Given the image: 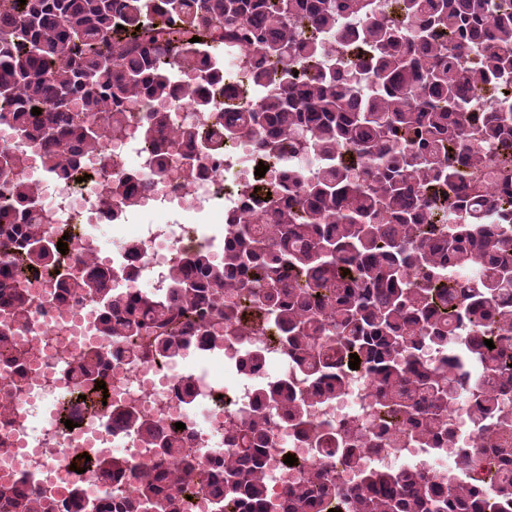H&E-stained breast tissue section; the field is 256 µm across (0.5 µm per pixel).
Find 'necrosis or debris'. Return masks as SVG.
Instances as JSON below:
<instances>
[{"instance_id": "4bbe7bcc", "label": "necrosis or debris", "mask_w": 512, "mask_h": 512, "mask_svg": "<svg viewBox=\"0 0 512 512\" xmlns=\"http://www.w3.org/2000/svg\"><path fill=\"white\" fill-rule=\"evenodd\" d=\"M248 61L245 47L226 52L224 94L216 100L217 110L238 112L260 98V91H247L237 77ZM196 74L193 66L177 72L179 94L169 104L172 128L213 124L211 116L188 102ZM151 108L149 100H141L122 134L82 150L74 175L49 173L33 137L0 119V148L22 157L21 175L33 189L35 211L49 242H67L57 271L40 272L27 283L32 300L27 325L0 321L8 345L24 355L20 375L0 362V488L21 485L61 502L77 488L86 502L109 500L118 506L130 498L138 480L159 473L160 455L133 428L114 421L113 407L135 408L165 432L183 423L185 452L208 471L221 459L234 464V457L224 454V430L248 422L259 384L310 389L308 379L261 325H254L247 337L229 335L214 347L190 340L176 358H133L125 344L101 332L103 308L97 301L62 295L61 282L95 269L111 271L112 290L169 295L170 273L180 257L203 248L216 258L224 249L223 241L200 235L198 224L221 226L231 218L239 224L261 223L266 210L254 197V188L278 178L292 161L310 171L315 168L299 132L279 135L281 149L271 156L258 150L250 134L221 140L199 157L211 171L207 179L186 176L176 157L159 167L138 134ZM261 164L267 172L259 177L255 170ZM115 174L132 175L138 191L136 216L102 204L103 188ZM175 208L182 212V222L172 221ZM94 354L110 358L95 384L84 382L76 370L80 359ZM251 356L257 359L254 368L240 371L239 362ZM185 390L191 393L186 402L180 398ZM373 393L371 378L363 370H352L344 396L314 407L313 417L331 427L354 424L357 440H365L374 424ZM449 418L454 445L435 451L404 437L398 445L373 449L368 465H413L441 482L452 473L467 474L465 455L482 454L492 437L471 421L468 404L454 405ZM69 420L74 423L70 429L65 426ZM117 455L128 463L126 476L118 479L97 465ZM289 455L295 456L296 465L286 464ZM312 466L328 469L343 490L354 485L331 448L311 447L294 430L271 424L264 464L269 512H286L287 493L300 469Z\"/></svg>"}]
</instances>
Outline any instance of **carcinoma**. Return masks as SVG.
Instances as JSON below:
<instances>
[{"instance_id":"cac0c4a2","label":"carcinoma","mask_w":512,"mask_h":512,"mask_svg":"<svg viewBox=\"0 0 512 512\" xmlns=\"http://www.w3.org/2000/svg\"><path fill=\"white\" fill-rule=\"evenodd\" d=\"M395 4L399 22L388 26L376 18L377 0H0V117L38 130L51 172L78 166L54 150L61 131L92 149L124 129L127 103L143 96L157 104L143 138L160 169L180 150L190 176H207L194 151L211 147L209 135L196 125L174 140L166 135V103L178 91L171 72L215 60L191 99L196 111L210 113L223 93L224 49L236 45L251 51L249 85L275 77L278 87L256 109L236 113L227 126L220 115L215 125L230 138L268 127L262 147L269 153L277 132L300 127L318 157L314 174L292 166L269 188L267 221L280 241L262 227L233 225L221 261L206 250L179 261L166 299L114 294L105 270L62 283L112 310L103 332L142 358L177 356L188 325L214 340L245 336L242 320L261 314L314 383L311 395L258 387L249 423L225 430L237 464L224 468L215 489L222 512H267L262 455L269 409L281 404L285 424L316 447L336 449L357 478L346 500L327 471H302L288 512H512V414L502 405L512 392V0ZM323 34L360 53L364 91L344 63L319 67ZM314 66L311 80L294 76ZM482 92L496 95L493 110L474 109ZM21 166L22 158L0 150V175ZM489 187L497 189L490 198ZM105 200L135 206L128 179L112 178ZM36 223L29 185L16 178L0 186V249L14 246L18 263L13 274L3 270L0 314L17 323L31 307L23 276L59 263L55 247L21 232ZM463 328L468 357L495 383L471 417L498 435L482 476L468 485L413 468H372L351 424L322 430L313 423V405L344 392L355 354L377 381L371 441L379 446L396 431L438 447L452 438L448 411L461 382L449 373L450 360L420 358L425 346ZM119 418L182 462L164 475L163 488L140 482L124 512H177L191 487L201 490L208 479L193 478L195 460L176 434H163L131 407ZM0 507L53 512L58 504L5 488Z\"/></svg>"}]
</instances>
